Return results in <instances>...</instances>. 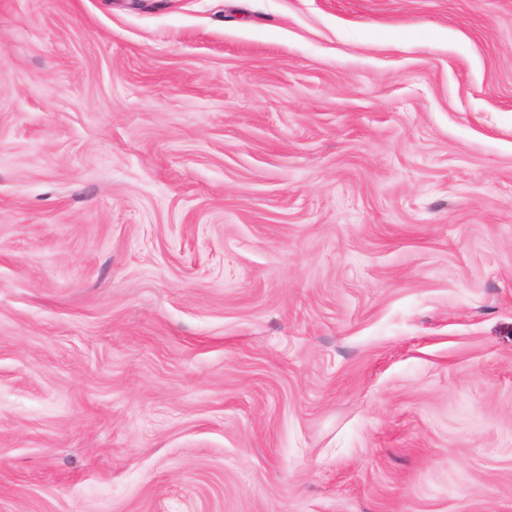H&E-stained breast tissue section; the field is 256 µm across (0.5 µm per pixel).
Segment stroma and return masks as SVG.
Here are the masks:
<instances>
[{"label": "stroma", "instance_id": "stroma-1", "mask_svg": "<svg viewBox=\"0 0 512 512\" xmlns=\"http://www.w3.org/2000/svg\"><path fill=\"white\" fill-rule=\"evenodd\" d=\"M0 512H512V0H0Z\"/></svg>", "mask_w": 512, "mask_h": 512}]
</instances>
